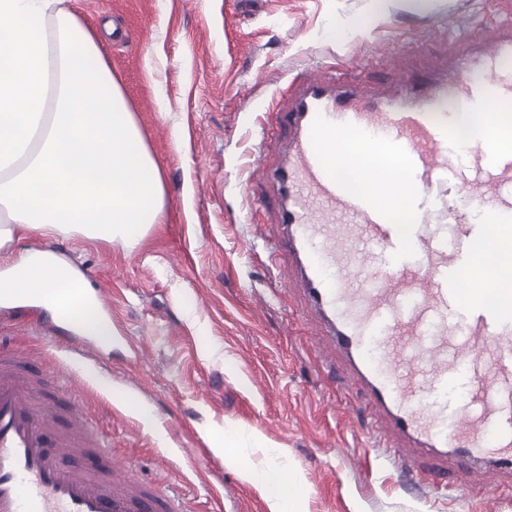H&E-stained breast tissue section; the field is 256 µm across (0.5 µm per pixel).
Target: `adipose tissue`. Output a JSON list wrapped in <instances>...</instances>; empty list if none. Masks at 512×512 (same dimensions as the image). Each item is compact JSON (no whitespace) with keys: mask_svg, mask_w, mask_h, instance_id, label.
I'll use <instances>...</instances> for the list:
<instances>
[{"mask_svg":"<svg viewBox=\"0 0 512 512\" xmlns=\"http://www.w3.org/2000/svg\"><path fill=\"white\" fill-rule=\"evenodd\" d=\"M63 0H0V253L33 232L78 230L96 241L136 240L165 220L162 171L91 31ZM55 18L47 31V18ZM334 167L373 172L375 190L407 223L394 186L396 159L336 140ZM78 272L46 250L10 259L0 296L81 303V331L108 340L111 328L83 298Z\"/></svg>","mask_w":512,"mask_h":512,"instance_id":"adipose-tissue-1","label":"adipose tissue"}]
</instances>
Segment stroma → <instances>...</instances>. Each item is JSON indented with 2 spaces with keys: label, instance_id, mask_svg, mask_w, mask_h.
<instances>
[{
  "label": "stroma",
  "instance_id": "obj_1",
  "mask_svg": "<svg viewBox=\"0 0 512 512\" xmlns=\"http://www.w3.org/2000/svg\"><path fill=\"white\" fill-rule=\"evenodd\" d=\"M97 33L149 152L164 223L135 242L77 232L51 247L112 304L108 371L82 394L142 479L179 487L187 512H271L247 470L295 476L294 512H512V486L462 498L409 485L363 432L362 398L324 373L285 263L256 243L272 206L248 157L275 145L273 107L306 74L340 72L365 94L429 67L456 38L492 36L512 0H66ZM366 19L362 29L353 20ZM0 336L63 355L37 314L0 312Z\"/></svg>",
  "mask_w": 512,
  "mask_h": 512
}]
</instances>
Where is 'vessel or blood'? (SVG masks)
Here are the masks:
<instances>
[{"label":"vessel or blood","instance_id":"obj_1","mask_svg":"<svg viewBox=\"0 0 512 512\" xmlns=\"http://www.w3.org/2000/svg\"><path fill=\"white\" fill-rule=\"evenodd\" d=\"M512 24L490 46L469 40L447 71L362 96L332 74L302 78L276 115L288 135L267 171L275 191L271 256L288 255L328 355L359 388L388 460L430 456L469 484L474 471L512 475V289L487 293L477 255L512 279V152L478 143L460 155L452 112H478L512 135ZM344 137L397 158L411 222L353 189L330 164ZM463 399L448 395L458 378ZM69 380L0 350V512H182V500L131 470L71 400Z\"/></svg>","mask_w":512,"mask_h":512}]
</instances>
